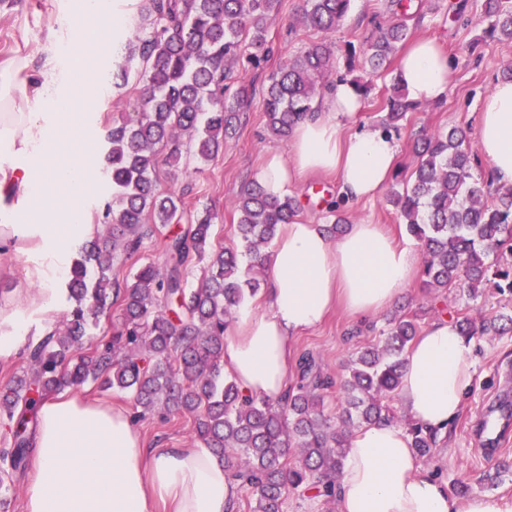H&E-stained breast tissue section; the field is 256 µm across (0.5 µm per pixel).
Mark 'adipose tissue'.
I'll return each mask as SVG.
<instances>
[{
	"label": "adipose tissue",
	"mask_w": 512,
	"mask_h": 512,
	"mask_svg": "<svg viewBox=\"0 0 512 512\" xmlns=\"http://www.w3.org/2000/svg\"><path fill=\"white\" fill-rule=\"evenodd\" d=\"M108 48L96 27L75 28L61 64L47 68L33 92L0 84V252L27 256L28 280L39 284L41 313L53 312L52 292L66 271L73 241L94 236L85 200L96 187L95 153L74 135L100 109L88 83L89 64ZM398 78L411 102L447 96L450 63L437 40H415L402 54ZM361 95L336 82L321 106L294 128L287 151H269L255 175L272 196L310 172L335 173L348 202L374 200L388 185L399 145L381 127L357 125ZM478 149L495 183L512 187V80L494 82L482 100ZM41 200L18 221L7 198ZM421 247L397 242L381 224L349 225L339 237L321 225H283L267 263L265 309L241 307L224 337V364L240 389L277 400L290 385L297 335L318 327L335 305L365 320L397 302L418 273ZM474 374L473 344L440 317L407 352L398 403L415 423L446 434L460 413ZM35 477L24 512H235L240 483L211 449L146 447L128 413L73 395L45 398L37 410ZM402 426L378 423L351 437L337 480L338 512H512L494 494L458 501L424 468Z\"/></svg>",
	"instance_id": "obj_1"
}]
</instances>
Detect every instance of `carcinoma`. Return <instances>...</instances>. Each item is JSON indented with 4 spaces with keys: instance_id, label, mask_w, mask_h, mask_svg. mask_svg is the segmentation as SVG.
Returning a JSON list of instances; mask_svg holds the SVG:
<instances>
[{
    "instance_id": "cac0c4a2",
    "label": "carcinoma",
    "mask_w": 512,
    "mask_h": 512,
    "mask_svg": "<svg viewBox=\"0 0 512 512\" xmlns=\"http://www.w3.org/2000/svg\"><path fill=\"white\" fill-rule=\"evenodd\" d=\"M352 0H304L298 21L327 36L336 32ZM280 0H147L149 31L136 37L120 66V77L137 64L147 76L139 112L113 124L106 135L105 173L112 189L104 218L110 230L78 247L79 259L65 282L76 306L62 332L48 333L28 348L29 368L0 393V414L13 423V440L0 448V504L16 480L27 476L37 427V402L67 387L101 381L133 394L137 417L158 410L193 418V437L226 464L247 487L248 512H282L285 499L298 493L336 501L352 429L383 421L400 423L390 407L400 385L404 357L419 333L405 316L387 319L379 339L365 343L344 365L337 384L322 375L311 356L296 364V378L281 401L250 397L224 375V330L237 307L256 295V273L265 267L262 252L280 227L295 220L299 204L291 195L272 197L255 182L233 204L238 243H212L210 211L191 219L167 238L166 267L153 262L132 277L112 280L121 252L140 249L145 224H177L181 199L159 185L157 156L167 151L171 167L182 147L198 162L215 159L236 134L240 114L253 95L251 84H237L232 62L241 48L259 67L272 47L269 27ZM390 16L369 42L365 63L380 70L409 36L410 5L391 0ZM487 33L512 40V8L503 0H484ZM339 64L331 43L322 41L281 62L267 80L261 110L267 131L286 143L294 125L314 110ZM420 104L395 93L385 101L381 125L397 131ZM417 165L390 202L408 233L423 248V274L429 288L461 282L477 297L489 282L512 293V264L492 266L489 254L512 257V188L487 201L490 183L474 176L477 155L465 131L453 127L425 134L413 144ZM345 203H328L324 231L343 233ZM207 261L196 288L187 287L185 270ZM121 307V324L112 340L83 352L91 324L112 304ZM470 339L512 329V316L496 315L475 323L456 320ZM336 386L340 408L324 412V391ZM405 428L417 456L430 459L437 437L410 420Z\"/></svg>"
}]
</instances>
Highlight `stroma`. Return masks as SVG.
Wrapping results in <instances>:
<instances>
[{"label":"stroma","instance_id":"obj_1","mask_svg":"<svg viewBox=\"0 0 512 512\" xmlns=\"http://www.w3.org/2000/svg\"><path fill=\"white\" fill-rule=\"evenodd\" d=\"M388 4L389 0H353L346 19L334 36L337 49H344L350 42L356 48H365L378 26L383 24ZM303 5L304 0H281L279 13L269 30L273 56L257 70L247 61H238L234 66L238 79L252 83L255 90H262L281 59L320 41V33L297 21ZM412 10L417 18L409 23L411 36H430L443 43L450 60L451 80L444 100L409 113L399 130L397 174L401 177L410 175L416 165L412 144L422 132L457 126L464 129L469 138H476L482 98L492 84L502 78L504 71L512 67V41L492 39L485 34L489 22L483 16V0H413ZM86 23V18L79 13L64 12L61 0H0V71H14L22 84L37 82L46 62L53 58L57 46L66 39L69 25L83 26ZM126 43V37H119L113 53L103 57L98 71L106 87L105 99L99 112L89 116L87 134L100 155L106 152L105 135L112 123L138 109L139 71H132L125 86H115L112 79L122 61ZM336 75L369 86L370 92L357 120L379 124L383 104L396 81L395 66H387L377 74L360 64L351 71L341 66ZM285 148V143L268 136L261 100L253 98L244 111L236 135L223 151L200 167H188L186 176L176 183L175 189L185 213L191 215L206 209L216 213L214 239L231 243L236 238L234 201L251 183L252 174L265 154ZM316 190L325 191L330 197L336 195L335 177L309 175L289 187L288 192L298 198L302 219L321 224L325 221V209H313L308 205L310 194ZM347 217L353 223L389 225L400 240L409 238L386 197L348 204ZM173 230L170 224L155 228L144 239L140 250L120 255L112 269L113 277L122 280L148 262L163 263V244ZM27 265L26 258L0 256V305L17 309L25 319L13 350L0 354V392L7 390L14 379L23 374L27 366L28 342L62 327L71 307L65 292L61 291L55 300V312L49 315L37 312L31 300L38 296L39 290L26 281ZM396 309L414 317L424 329L440 313L452 320L464 313L475 321L487 315L512 314V294H501L488 286L481 297L471 301L457 286L434 290L425 287L422 278L418 277L401 297ZM386 318V313H379L364 330L357 319L343 310H334L321 327L297 337L294 353L298 356L312 353L323 372L339 377L345 361L373 337L375 330L384 327ZM473 345L475 375L471 391L428 466L448 483L453 482L458 471H465L474 482L473 495L493 493L512 498V441L506 442L503 450L492 458L485 457L478 446L479 423L492 407L506 402L507 413L512 416V335L486 336L474 340ZM136 427L150 447H182L193 441V420L186 415H149L137 420ZM499 464L507 465L508 470L502 473L497 485L481 483V476L494 471Z\"/></svg>","mask_w":512,"mask_h":512}]
</instances>
